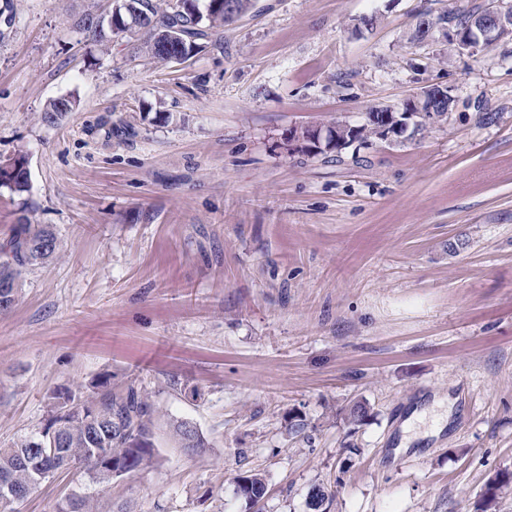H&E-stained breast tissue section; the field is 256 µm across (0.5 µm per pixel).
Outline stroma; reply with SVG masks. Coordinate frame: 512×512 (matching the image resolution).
I'll use <instances>...</instances> for the list:
<instances>
[{
  "instance_id": "obj_1",
  "label": "stroma",
  "mask_w": 512,
  "mask_h": 512,
  "mask_svg": "<svg viewBox=\"0 0 512 512\" xmlns=\"http://www.w3.org/2000/svg\"><path fill=\"white\" fill-rule=\"evenodd\" d=\"M424 0H257L188 64L102 52L74 26L113 0H0V246L21 217L58 255L0 314V445L40 431L49 395L108 373L158 408L154 467L44 481L20 512H482L512 472V53L408 41ZM378 16L355 33L351 21ZM451 86L447 123L340 157L288 132L362 124L375 104ZM73 96L60 124L50 100ZM455 401L395 453L401 416ZM365 405L363 422L348 413ZM186 422L205 442L181 447ZM26 160L20 156L8 164H0V187L12 192H24L29 188V172L26 170Z\"/></svg>"
}]
</instances>
